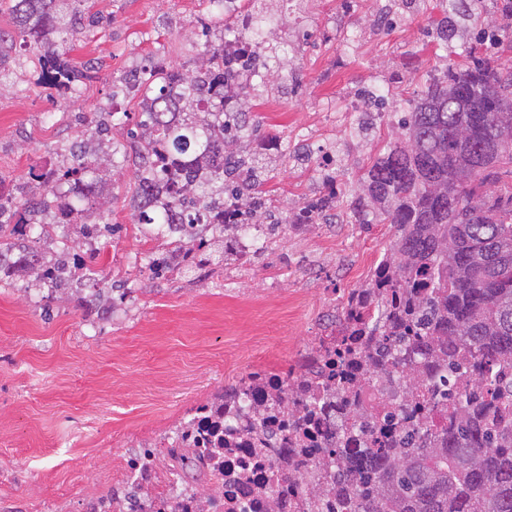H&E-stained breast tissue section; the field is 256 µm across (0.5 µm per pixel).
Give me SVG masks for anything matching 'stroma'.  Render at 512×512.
<instances>
[{"mask_svg":"<svg viewBox=\"0 0 512 512\" xmlns=\"http://www.w3.org/2000/svg\"><path fill=\"white\" fill-rule=\"evenodd\" d=\"M307 2L300 12L277 9L269 35L288 44L289 66L299 74L294 90L269 91L252 108L264 137L282 141L269 196L291 205L310 201L317 188L313 169L291 160L299 136L313 149L343 141L350 161L336 179L354 184L388 142L356 136L351 97L381 82L391 97L414 99L460 48L456 41L438 44L422 10L367 40L356 38L355 28L374 17L375 0H361L344 26L343 0ZM203 8V0H93L104 21L80 35L71 57L95 60L99 71L68 108L52 87L34 84L29 52L9 48V79L0 92V190L25 184L31 165L63 164L66 147L91 135L85 118L95 109L139 112L136 100L110 96L113 78L131 61L151 52L168 68L195 62ZM107 188L116 199L105 210L119 227L111 246L95 256L83 245L74 252L107 281L126 283L109 320L85 317L63 292L46 314L36 292L0 285V512H32L38 501L53 512H79L82 498L118 476L121 458L142 433L169 430L202 397L248 371L286 369L313 344L329 289L367 284L394 237L388 224H320L298 239L283 236L249 267L155 279L144 267L147 249L128 205L131 171L113 169Z\"/></svg>","mask_w":512,"mask_h":512,"instance_id":"obj_1","label":"stroma"}]
</instances>
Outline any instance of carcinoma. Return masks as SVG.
<instances>
[{
	"instance_id": "cac0c4a2",
	"label": "carcinoma",
	"mask_w": 512,
	"mask_h": 512,
	"mask_svg": "<svg viewBox=\"0 0 512 512\" xmlns=\"http://www.w3.org/2000/svg\"><path fill=\"white\" fill-rule=\"evenodd\" d=\"M89 0H9L14 23L0 44L20 39L34 55L38 82L55 87L62 100L99 70L98 63L72 62L74 38L90 18ZM462 14L429 16L436 38L453 40ZM496 51L469 45L450 62L443 80L412 100L397 122L395 139L364 168L348 193L334 190L303 206L331 220L347 209L357 224H390L395 239L379 263V287L403 294L387 314L380 339L363 358L375 377L390 364L413 379L423 354L431 352L440 372L421 386L440 397L451 425L419 439L420 428L403 426L389 435L380 419L359 425L379 431L358 459H345L337 479L353 490L352 512H512V187L500 170L512 167V40L494 39ZM200 61L179 81L152 62L143 63L134 154L120 145L105 151L90 140L68 148L58 168L29 167L32 189L0 198V284L32 278L48 288L92 293L82 298L100 319L102 289L93 277L74 281L79 260L46 261L30 244L44 219L97 246L112 241L113 225L87 223L98 210L115 167L132 169L134 216L139 224H205L224 215V194L245 197L247 223H257L265 203L263 186L272 161L234 153L235 142L261 136L263 125L246 107L226 109L235 77L224 59V43L205 40ZM262 61L248 69L274 72L277 86L296 79L285 72L288 44H264ZM224 256L203 249L198 269L221 266ZM148 268L167 276L168 260L153 252ZM176 467L198 469L207 453L179 445L166 449Z\"/></svg>"
}]
</instances>
